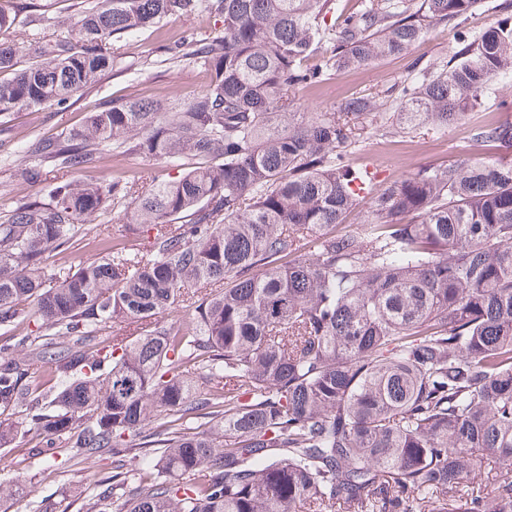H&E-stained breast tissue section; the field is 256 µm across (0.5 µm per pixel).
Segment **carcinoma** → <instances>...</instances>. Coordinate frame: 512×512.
Listing matches in <instances>:
<instances>
[{"label":"carcinoma","instance_id":"carcinoma-1","mask_svg":"<svg viewBox=\"0 0 512 512\" xmlns=\"http://www.w3.org/2000/svg\"><path fill=\"white\" fill-rule=\"evenodd\" d=\"M480 0H96L15 69L0 0V113L56 107L112 69V38L208 12L189 37L209 88L186 105L132 99L32 144L42 185L0 222V450L112 457L84 512H512V158H464L379 186L352 155L443 131L512 78V13L456 32L447 60L387 89L299 112L290 88L398 56ZM512 148V121L474 134ZM181 170L76 182L106 147ZM127 205L140 242L100 246ZM359 232L345 224L360 206ZM119 321L128 333L113 335ZM105 338L99 340V333Z\"/></svg>","mask_w":512,"mask_h":512}]
</instances>
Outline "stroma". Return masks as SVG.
I'll return each mask as SVG.
<instances>
[{"instance_id":"35a3bbf8","label":"stroma","mask_w":512,"mask_h":512,"mask_svg":"<svg viewBox=\"0 0 512 512\" xmlns=\"http://www.w3.org/2000/svg\"><path fill=\"white\" fill-rule=\"evenodd\" d=\"M217 25L207 13L177 17L121 37L118 56L111 71L98 82L75 96L65 114L58 116L53 107L21 110L0 115V143H9V151L0 150V221L16 202L36 196V188L20 184L14 178L17 164L27 161L26 147L33 142L60 133L62 127L77 128L90 113L102 106L130 98L172 100L188 104L203 93L209 74L191 59L173 62L162 48L182 41L188 34L205 38ZM455 46L453 26L431 29L405 54L375 62L357 70L334 73L314 89L294 88L289 96L303 112H326L354 94L379 93L391 85L411 78L429 62L452 55ZM512 102V80L495 84L487 93L481 110L469 113L462 122L448 130L421 131L406 137L388 138L372 133L356 151V163L372 166L379 179L392 181L402 174L434 164H447L475 152L472 135L489 114L498 112L501 100ZM151 161L134 153L108 151L92 164L75 171L76 180H102L127 177L148 168ZM112 469L111 457L96 460H72L55 466L39 456L0 467V485L20 487L22 493L12 512H44L46 507L61 505L67 512H82L94 491L95 475Z\"/></svg>"}]
</instances>
